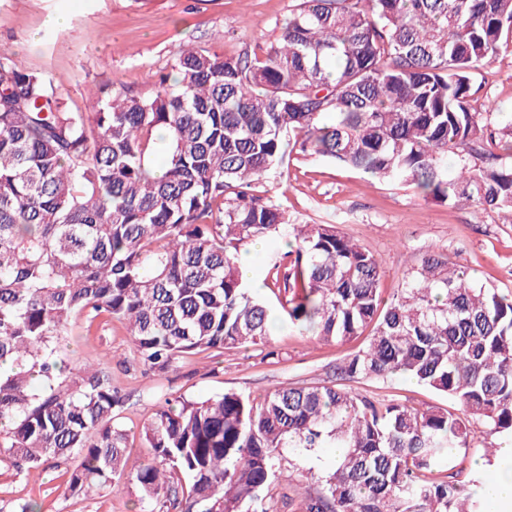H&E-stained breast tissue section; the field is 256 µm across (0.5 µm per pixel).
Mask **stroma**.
I'll use <instances>...</instances> for the list:
<instances>
[{
  "label": "stroma",
  "mask_w": 512,
  "mask_h": 512,
  "mask_svg": "<svg viewBox=\"0 0 512 512\" xmlns=\"http://www.w3.org/2000/svg\"><path fill=\"white\" fill-rule=\"evenodd\" d=\"M297 0H0V51L22 70L43 75L66 111L93 112V96L105 86L148 96L161 74L184 50L238 56L275 41ZM64 15L57 26L51 15ZM475 81L495 111L512 114V47L485 62ZM257 194L282 205L298 224H333L359 246L379 255L383 296L397 292L404 272L425 252L447 253L490 287L512 289V224L496 213L448 205L414 186L369 178L318 156L288 155L254 185ZM284 240L264 241L250 252L251 285L274 320L266 343L208 350L176 358L163 372L148 370L132 354L120 321L87 328L76 319L66 342V361L79 369L103 363L124 398L119 422L129 434L127 469L135 471L152 452L140 434L165 399H199L237 392L256 399L293 383H320L330 366L363 347L357 338L326 343L288 324L265 286L270 264ZM349 388L379 401L399 400L418 409L446 404V397L403 379L352 380ZM62 468L13 465L0 455V512L32 502L40 512H142L135 485L98 490L86 497L65 489Z\"/></svg>",
  "instance_id": "1"
}]
</instances>
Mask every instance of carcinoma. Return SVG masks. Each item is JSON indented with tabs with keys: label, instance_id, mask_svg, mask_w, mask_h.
I'll return each instance as SVG.
<instances>
[{
	"label": "carcinoma",
	"instance_id": "carcinoma-1",
	"mask_svg": "<svg viewBox=\"0 0 512 512\" xmlns=\"http://www.w3.org/2000/svg\"><path fill=\"white\" fill-rule=\"evenodd\" d=\"M511 45L512 0H300L276 41L237 57L187 49L153 95L101 88L90 114L1 52L0 452L30 468L74 461L76 497L120 484L122 399L104 371L68 368L72 320L125 323L154 370L265 342L268 307L238 256L278 237L289 250L267 277L290 322L323 342L372 334L323 383L164 400L142 426L145 512H271L284 459L301 512H483L496 448L467 485L430 474L468 453L476 424L512 437V290L430 251L385 298L376 255L334 224L292 223L252 185L291 147L512 224V163L494 152L512 153V120L473 81ZM395 375L450 405L339 384ZM318 448L343 453L293 474Z\"/></svg>",
	"mask_w": 512,
	"mask_h": 512
}]
</instances>
